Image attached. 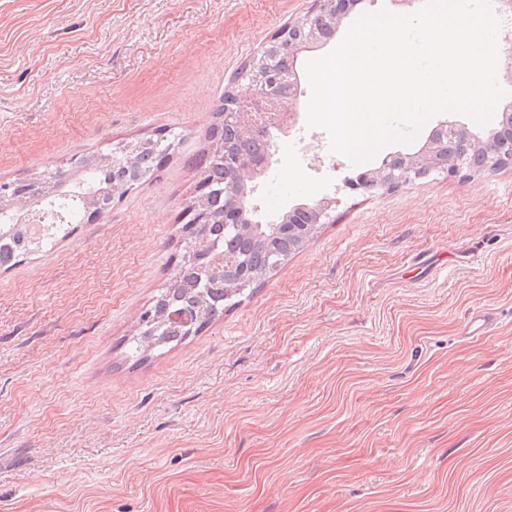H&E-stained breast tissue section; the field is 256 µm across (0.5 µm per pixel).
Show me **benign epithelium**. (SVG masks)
<instances>
[{
  "label": "benign epithelium",
  "instance_id": "1",
  "mask_svg": "<svg viewBox=\"0 0 512 512\" xmlns=\"http://www.w3.org/2000/svg\"><path fill=\"white\" fill-rule=\"evenodd\" d=\"M316 10L339 24L347 15L352 0H315ZM303 21L297 20L283 26L274 39V48L288 52V76L278 73L270 63L271 53L261 49L249 61L246 74L250 75L249 93L239 96L224 109V124L235 129L237 136L243 140L258 135L268 137L271 129L292 127L298 122L299 113L294 104L300 96V80L296 63L300 52L312 49L326 42L324 34L312 29L307 37L295 36ZM502 130L488 139L483 140L468 127L455 121H445L435 127L421 149L411 155H395L383 160L382 164L353 180L345 182L350 190H364L367 193L378 191H394L417 179L427 176L433 171H443L450 175L467 176L464 170L463 155L450 153L447 144L440 136L452 134L462 144L483 152L490 158L492 168L512 164V103L502 107ZM167 137L160 133L157 137H148L135 142L119 143L112 149V158L130 160L133 153L148 148L150 151L164 156L169 148L165 147ZM212 155L224 163V210L215 213L206 205V201L215 193L212 182L202 179L198 195L186 205L188 221L182 225L183 237L190 240L191 247L183 256L182 271L195 274L197 283L209 280L222 271L220 264L238 268L239 274L224 284V297L248 287L253 276L246 263L223 258L217 255V246L209 241L212 225H224V231L238 230L244 225V214L249 210L247 190L249 184L261 176L269 167L270 153L257 155H237L228 146L215 144ZM200 319L186 310H167L158 315L146 313L139 322L140 332L149 336H158L162 328L177 326L186 334L195 332Z\"/></svg>",
  "mask_w": 512,
  "mask_h": 512
}]
</instances>
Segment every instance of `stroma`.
<instances>
[{
  "label": "stroma",
  "instance_id": "1",
  "mask_svg": "<svg viewBox=\"0 0 512 512\" xmlns=\"http://www.w3.org/2000/svg\"><path fill=\"white\" fill-rule=\"evenodd\" d=\"M314 0H0V182L178 135L96 222L0 269V512H512V167L394 192L274 132L254 221L327 197L306 247L135 360L177 277L225 91ZM494 313L487 334L468 319Z\"/></svg>",
  "mask_w": 512,
  "mask_h": 512
}]
</instances>
